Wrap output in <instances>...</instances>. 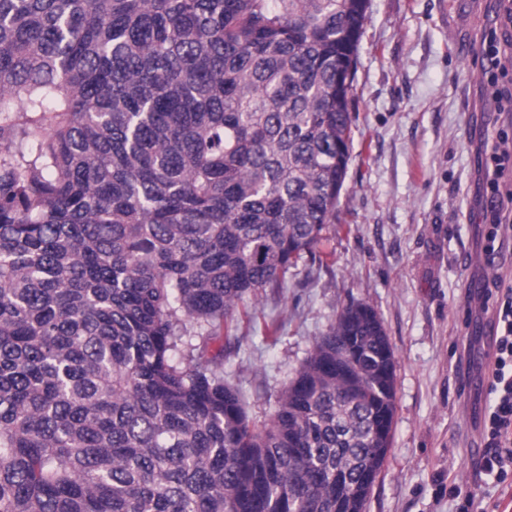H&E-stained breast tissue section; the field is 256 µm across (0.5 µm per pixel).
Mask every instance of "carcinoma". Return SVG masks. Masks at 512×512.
Instances as JSON below:
<instances>
[{"instance_id":"cac0c4a2","label":"carcinoma","mask_w":512,"mask_h":512,"mask_svg":"<svg viewBox=\"0 0 512 512\" xmlns=\"http://www.w3.org/2000/svg\"><path fill=\"white\" fill-rule=\"evenodd\" d=\"M367 8L0 0V512H363L396 410L374 309L261 423L214 343L329 256Z\"/></svg>"}]
</instances>
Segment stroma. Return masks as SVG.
Listing matches in <instances>:
<instances>
[{
  "mask_svg": "<svg viewBox=\"0 0 512 512\" xmlns=\"http://www.w3.org/2000/svg\"><path fill=\"white\" fill-rule=\"evenodd\" d=\"M354 86L352 149L329 234L327 265L303 258L288 286L267 292L224 346V378L264 421L340 308L371 305L396 358L391 448L364 512H490L502 493L479 467L489 404L483 290L512 281V214L502 250L485 254L479 155L512 136V111L485 86L481 43H501L503 96L512 95V0H369Z\"/></svg>",
  "mask_w": 512,
  "mask_h": 512,
  "instance_id": "35a3bbf8",
  "label": "stroma"
}]
</instances>
